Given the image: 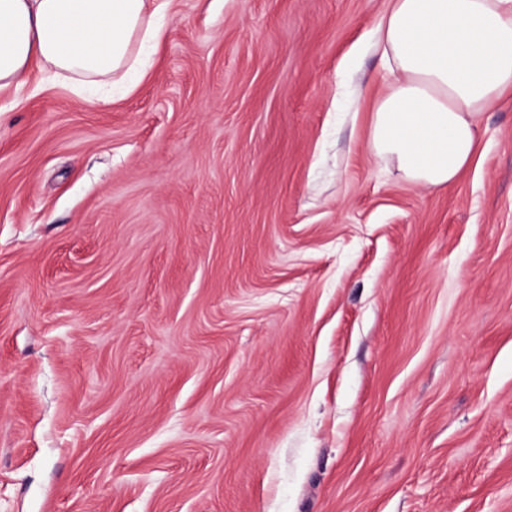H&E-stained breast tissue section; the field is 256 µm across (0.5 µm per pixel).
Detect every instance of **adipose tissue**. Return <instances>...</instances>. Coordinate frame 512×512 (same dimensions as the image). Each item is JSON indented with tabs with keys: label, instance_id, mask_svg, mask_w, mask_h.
<instances>
[{
	"label": "adipose tissue",
	"instance_id": "adipose-tissue-1",
	"mask_svg": "<svg viewBox=\"0 0 512 512\" xmlns=\"http://www.w3.org/2000/svg\"><path fill=\"white\" fill-rule=\"evenodd\" d=\"M170 0H0V94L31 69L76 95L136 84ZM385 91L368 149L401 178L446 186L474 161L483 117L512 97V0H389L375 43Z\"/></svg>",
	"mask_w": 512,
	"mask_h": 512
}]
</instances>
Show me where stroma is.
Masks as SVG:
<instances>
[{"instance_id": "stroma-1", "label": "stroma", "mask_w": 512, "mask_h": 512, "mask_svg": "<svg viewBox=\"0 0 512 512\" xmlns=\"http://www.w3.org/2000/svg\"><path fill=\"white\" fill-rule=\"evenodd\" d=\"M387 4L171 0L131 92L0 98V512H512V99L376 162Z\"/></svg>"}]
</instances>
